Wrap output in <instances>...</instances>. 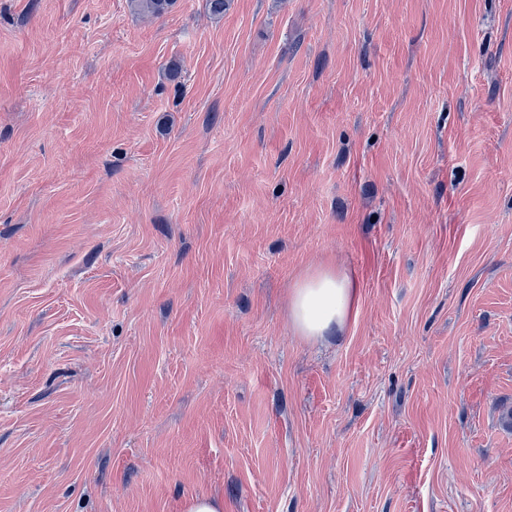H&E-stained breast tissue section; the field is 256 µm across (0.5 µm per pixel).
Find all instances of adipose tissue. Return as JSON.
Instances as JSON below:
<instances>
[{
  "mask_svg": "<svg viewBox=\"0 0 512 512\" xmlns=\"http://www.w3.org/2000/svg\"><path fill=\"white\" fill-rule=\"evenodd\" d=\"M356 304L351 277L322 268L297 282L288 298V317L300 336L318 339L342 330Z\"/></svg>",
  "mask_w": 512,
  "mask_h": 512,
  "instance_id": "ef3b65f1",
  "label": "adipose tissue"
}]
</instances>
